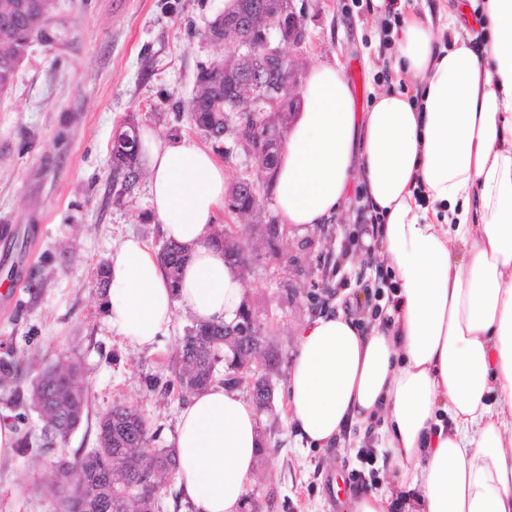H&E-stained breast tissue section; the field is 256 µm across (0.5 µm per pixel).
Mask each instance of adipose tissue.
Masks as SVG:
<instances>
[{
    "mask_svg": "<svg viewBox=\"0 0 512 512\" xmlns=\"http://www.w3.org/2000/svg\"><path fill=\"white\" fill-rule=\"evenodd\" d=\"M477 32L434 45L405 14L391 39L396 65L421 99L377 93L355 109L336 63L313 66L283 143L271 191L285 224L328 223L353 180L383 214L381 252L399 283L388 325L325 311L298 332L287 410L319 448L351 426L382 421L392 489L352 500V512H512V0H462ZM151 208L166 240L189 257L171 283L150 245L128 234L107 257V321L147 350L176 310L232 321L238 271L214 229L227 194L214 149L185 136L141 133ZM263 441L258 411L214 384L184 402L175 474L191 512H242Z\"/></svg>",
    "mask_w": 512,
    "mask_h": 512,
    "instance_id": "obj_1",
    "label": "adipose tissue"
}]
</instances>
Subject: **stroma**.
Listing matches in <instances>:
<instances>
[{"instance_id":"1","label":"stroma","mask_w":512,"mask_h":512,"mask_svg":"<svg viewBox=\"0 0 512 512\" xmlns=\"http://www.w3.org/2000/svg\"><path fill=\"white\" fill-rule=\"evenodd\" d=\"M307 32L293 57L299 75L318 63L341 62L357 111L375 93L413 88L395 67L385 35L395 26L371 0H296ZM224 0H55L52 39L33 43L9 92L0 97V358L21 360L25 376L76 359L90 395L87 417L63 450L38 447L41 421L29 401L0 388V423L31 438L0 459V512H56L45 474L60 453L96 447L99 415L120 401L137 408L152 435L146 454L176 445L182 402L172 390V364L192 317L176 312L153 351H138L107 323L97 270L127 233L152 249L164 242L149 202L148 177L127 184L112 164V137L128 121L161 143L190 136L205 143L175 102L196 90L201 66L227 55L205 32ZM371 216L365 187L353 182L336 217L317 227H285L283 254L266 244L279 223L273 200L240 217L219 210L217 228L235 225L249 260L244 300L278 352L271 411L258 419L267 452L250 492L270 512H348L362 490L391 488L395 471L378 433L354 435L318 449L300 441L287 415V378L297 332L326 307L345 306L358 276L382 265L379 245L363 242ZM372 453L376 479H350Z\"/></svg>"}]
</instances>
